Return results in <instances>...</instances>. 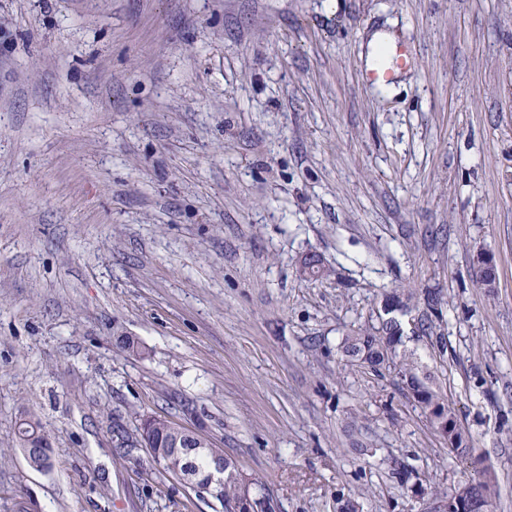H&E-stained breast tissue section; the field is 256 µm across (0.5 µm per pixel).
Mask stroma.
I'll return each mask as SVG.
<instances>
[{
  "label": "stroma",
  "mask_w": 512,
  "mask_h": 512,
  "mask_svg": "<svg viewBox=\"0 0 512 512\" xmlns=\"http://www.w3.org/2000/svg\"><path fill=\"white\" fill-rule=\"evenodd\" d=\"M378 34L413 63L368 87ZM397 288L443 297L400 350L469 458L343 359ZM139 414L278 512H433L482 475L512 512V0H0V512H223L118 447ZM18 447L22 450L30 467L35 470H45L50 465L49 435L44 430L41 421L31 414L19 419L15 431Z\"/></svg>",
  "instance_id": "1"
}]
</instances>
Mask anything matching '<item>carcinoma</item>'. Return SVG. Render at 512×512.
Masks as SVG:
<instances>
[{
  "mask_svg": "<svg viewBox=\"0 0 512 512\" xmlns=\"http://www.w3.org/2000/svg\"><path fill=\"white\" fill-rule=\"evenodd\" d=\"M492 256L481 253L477 256V266L474 276L477 282L487 288L493 287L496 273L489 270L488 263ZM328 273L322 260L312 255L306 258L302 265V274L311 279H318ZM394 299L397 307L386 311L388 318L382 320L377 329H358L354 334L346 337L342 345V353L347 361L366 365L378 372L391 365L399 368V375L416 402L424 411L434 431L448 441V448L458 457L470 454L473 441L470 435L459 424L454 408L441 397V395L420 377L414 362L406 355L398 353L402 344V327L399 319L394 316L398 311L402 314L411 308L423 306V311L416 319L415 329L423 336L436 335V326L431 318L433 312L442 304V297L438 292H427L423 297H416L415 292L406 289L401 293H393L385 300ZM150 428V447L166 455L169 465L164 468L168 474H175L177 459L169 448L170 437L179 425L163 418L153 419L143 416L138 419L134 432L123 438V447L134 448L145 445V428ZM19 448L22 450L30 467L35 470H45L50 465L49 435L44 430L41 421L26 414L19 419L15 431ZM244 470L231 456H224V512H232V504L240 497L243 491L254 485L253 479L243 482Z\"/></svg>",
  "mask_w": 512,
  "mask_h": 512,
  "instance_id": "carcinoma-1",
  "label": "carcinoma"
}]
</instances>
